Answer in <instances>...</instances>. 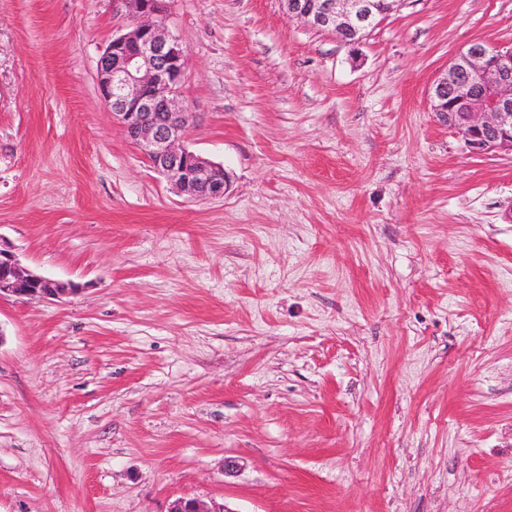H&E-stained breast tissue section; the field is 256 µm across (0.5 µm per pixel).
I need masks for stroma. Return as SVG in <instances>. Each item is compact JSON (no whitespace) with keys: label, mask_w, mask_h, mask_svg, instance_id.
Wrapping results in <instances>:
<instances>
[{"label":"stroma","mask_w":512,"mask_h":512,"mask_svg":"<svg viewBox=\"0 0 512 512\" xmlns=\"http://www.w3.org/2000/svg\"><path fill=\"white\" fill-rule=\"evenodd\" d=\"M168 2L219 198L104 104L112 0H0V243L78 287L0 300V512H512V155L428 97L512 0H400L355 45Z\"/></svg>","instance_id":"stroma-1"}]
</instances>
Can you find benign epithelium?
Here are the masks:
<instances>
[{
  "instance_id": "benign-epithelium-1",
  "label": "benign epithelium",
  "mask_w": 512,
  "mask_h": 512,
  "mask_svg": "<svg viewBox=\"0 0 512 512\" xmlns=\"http://www.w3.org/2000/svg\"><path fill=\"white\" fill-rule=\"evenodd\" d=\"M127 11V30L112 38L99 59V91L149 166L177 192L198 197L224 194L221 166L184 145L191 112L182 87L188 53L168 25L166 0H113ZM285 14L305 25L357 44L400 0H280ZM437 119L461 135L475 156L512 154V44L474 41L428 91ZM77 288L22 265L0 244V300H55ZM168 512H226L196 498L180 497Z\"/></svg>"
}]
</instances>
